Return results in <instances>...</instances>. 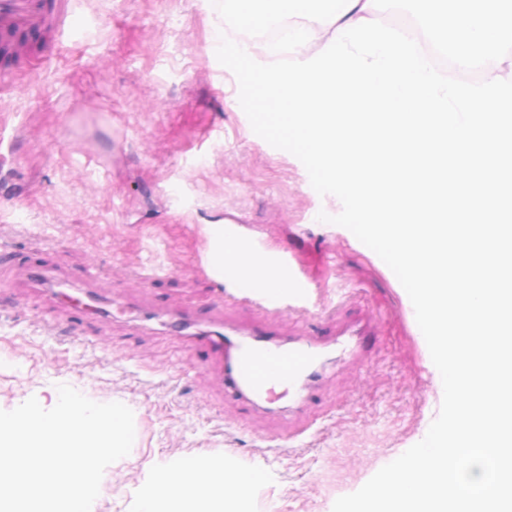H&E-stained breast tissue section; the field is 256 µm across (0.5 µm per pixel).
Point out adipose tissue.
I'll use <instances>...</instances> for the list:
<instances>
[{
  "instance_id": "1",
  "label": "adipose tissue",
  "mask_w": 512,
  "mask_h": 512,
  "mask_svg": "<svg viewBox=\"0 0 512 512\" xmlns=\"http://www.w3.org/2000/svg\"><path fill=\"white\" fill-rule=\"evenodd\" d=\"M212 251L232 274L279 291V279L243 257L236 245L218 238ZM263 480L262 471L242 467L221 454L181 457L151 468L139 493L137 512H245Z\"/></svg>"
}]
</instances>
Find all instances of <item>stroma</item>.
Here are the masks:
<instances>
[{"label": "stroma", "instance_id": "35a3bbf8", "mask_svg": "<svg viewBox=\"0 0 512 512\" xmlns=\"http://www.w3.org/2000/svg\"><path fill=\"white\" fill-rule=\"evenodd\" d=\"M77 10L83 30L43 62L0 70V246L73 282L95 268L135 309L159 300L260 319L197 269L233 215L293 251L317 286L312 309L351 295L376 333L359 367L327 361L307 414L316 430L296 439L299 421L203 384L195 349L128 316L84 341L50 336L66 323L62 309L18 278L0 292V351L12 356L0 361V410L31 397L49 404L63 381L139 407L132 450L110 465L93 512H135L148 465L214 452L265 471L275 512H332L330 480L362 487L439 413L441 377L406 291L348 229L319 221L340 213V200L319 195L296 157L253 132L238 82L216 58L224 22L210 0H78ZM148 263L169 276L134 287L132 271Z\"/></svg>", "mask_w": 512, "mask_h": 512}]
</instances>
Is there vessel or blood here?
<instances>
[{
  "mask_svg": "<svg viewBox=\"0 0 512 512\" xmlns=\"http://www.w3.org/2000/svg\"><path fill=\"white\" fill-rule=\"evenodd\" d=\"M83 26L73 0H0V58L10 61L44 55L66 31L76 32ZM224 235L246 254L260 258L270 273L299 282L302 271L287 252H268L265 239L245 232L240 224H225ZM0 269L25 275L34 288L49 280L43 267L12 249L0 250ZM205 273L224 289L230 301L265 309L271 315L267 321L228 322L212 309L190 313L164 307L151 310V318L160 321L169 335L198 348L204 358L199 372L207 385L223 389L249 406L274 409L284 404L289 412L298 413L310 408L326 352H335L337 362L348 366L364 361L367 340L375 333L369 314L358 312L340 321L329 308L315 329L301 331L284 342L277 338L275 323L283 311L281 296L242 283L216 266L207 267ZM88 278L91 285L81 289L79 296L60 295L71 336L83 335L87 320L103 326L111 322L113 311L127 308L125 302H112L110 282L93 272Z\"/></svg>",
  "mask_w": 512,
  "mask_h": 512,
  "instance_id": "b4317fda",
  "label": "vessel or blood"
}]
</instances>
